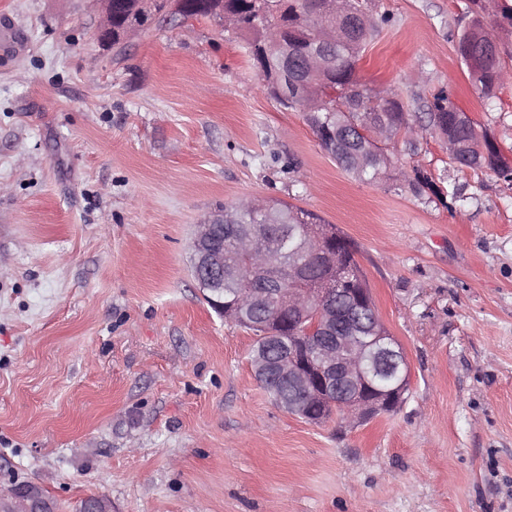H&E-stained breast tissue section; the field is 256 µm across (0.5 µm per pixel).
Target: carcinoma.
Returning a JSON list of instances; mask_svg holds the SVG:
<instances>
[{"label":"carcinoma","instance_id":"cac0c4a2","mask_svg":"<svg viewBox=\"0 0 512 512\" xmlns=\"http://www.w3.org/2000/svg\"><path fill=\"white\" fill-rule=\"evenodd\" d=\"M258 6L253 0H223L224 12L237 18V30L251 36L248 55L253 65L262 73L263 86L268 94L276 96L274 85L280 80L277 52L268 43L269 31L282 29L283 40L293 51L301 54L312 48V30L336 28L342 32V39L330 47L336 56V68L316 79L313 91L323 98L316 112L306 118L307 123L318 135L323 148L333 157L336 164L353 177L374 182L388 174L392 162L389 155L382 152L368 165L359 168L355 165L353 153L359 151L365 137L354 132V140L344 149L339 143L344 141L341 127L345 121H352L364 130L375 123H387L393 127V135H404L408 151L418 150L419 133L425 131L439 139L448 138L458 146L453 162L457 169L488 168L504 183L512 186V166L497 163L492 156L479 155L473 149L480 130L474 121H458L453 115L448 94L441 91L427 102L426 111L414 115L404 111L398 94L380 90L360 83L355 78V62L372 38L383 25L389 22L385 15L375 14L372 23L364 28L355 27L348 17L336 15L327 10L329 0H260ZM172 0H156L157 21L179 17L189 19L195 12L184 11L177 15L171 12ZM139 8L134 0L131 4L121 2L115 5V21L112 28L111 44L123 43L124 22L129 9ZM492 22L500 21L512 25V0H467L466 16L480 23L486 16ZM489 35H477L471 25L457 32V50L474 84L486 99L496 97L499 86L495 85L497 74L506 69L503 57L488 49ZM358 89L354 93L355 104L349 115L340 111V103L346 99V89ZM379 102L382 110L374 111V102ZM400 186L417 197L428 194L441 200L444 194L432 177L422 169H414V176H397ZM238 201L229 208L237 211L234 224L224 225V293L215 292L212 298L224 297V310L232 309V304L241 293L250 288H266L261 295L260 316L246 325L255 335L252 352H257L263 344V336L273 333L288 338L301 336L303 331L297 324L288 307L281 301L279 292L289 288H325L327 292L319 296L320 303L336 311L350 309L375 310V305L366 275L356 259L354 244L334 224H327L318 215L278 200L267 202V208L252 210L241 208ZM312 228L316 239L324 245L336 246V263L327 264L320 256L308 257L299 252L290 255L281 253L278 248V232L295 231L300 236ZM250 233L260 242L267 244L280 273V280L268 284L256 277L250 262L239 251L238 238Z\"/></svg>","mask_w":512,"mask_h":512}]
</instances>
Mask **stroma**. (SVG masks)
Returning a JSON list of instances; mask_svg holds the SVG:
<instances>
[{"instance_id": "35a3bbf8", "label": "stroma", "mask_w": 512, "mask_h": 512, "mask_svg": "<svg viewBox=\"0 0 512 512\" xmlns=\"http://www.w3.org/2000/svg\"><path fill=\"white\" fill-rule=\"evenodd\" d=\"M355 64L409 112L439 90L512 157V84L481 97L465 0H364ZM101 0H0V488L74 512H512V190L444 143L388 149L453 204L342 171L206 18L101 46ZM278 199L357 249L410 383L392 413L311 423L255 377L253 333L190 271L196 224Z\"/></svg>"}]
</instances>
